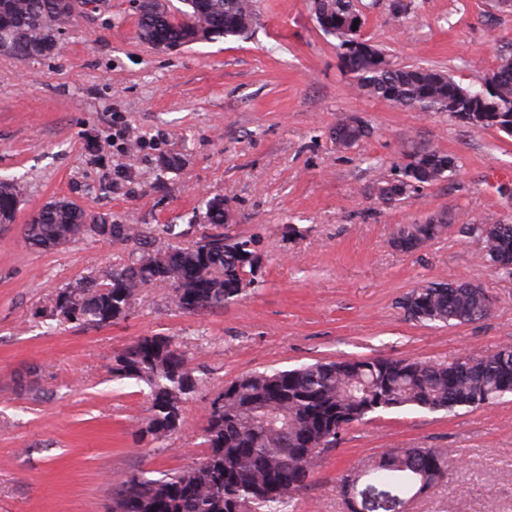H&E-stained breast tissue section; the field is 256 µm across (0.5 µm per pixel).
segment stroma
<instances>
[{
    "mask_svg": "<svg viewBox=\"0 0 512 512\" xmlns=\"http://www.w3.org/2000/svg\"><path fill=\"white\" fill-rule=\"evenodd\" d=\"M362 0V34L392 62L449 72L477 86L512 53V0ZM247 37L173 49L144 41L135 0H94L37 59L0 56V180L20 188L0 229V512H105L112 485L137 471L199 459L204 405L232 380L318 361L485 356L512 345V276L480 264L483 243L452 224L422 251L391 240L439 212L512 224V137L447 114L407 112L359 94L310 0H257ZM370 134L337 149L336 123ZM156 149L112 145L115 121ZM454 156L455 181L386 208L370 194L404 141ZM176 158L178 167L161 163ZM224 201V234L251 237L258 284L221 310L184 313L165 284L146 289L105 327L48 325L32 312L59 288L124 264L131 245L105 238L41 252L24 241L29 215L67 198L116 224H201L202 198ZM299 236H289L288 225ZM466 280L492 300L463 325L409 319L399 302L432 281ZM142 336L187 342L207 385L184 427L135 447L150 415L134 381L112 376V354ZM450 448L462 466L409 501L408 512H512V394L454 413L375 414L321 457L296 512H348L343 477L393 448Z\"/></svg>",
    "mask_w": 512,
    "mask_h": 512,
    "instance_id": "stroma-1",
    "label": "stroma"
}]
</instances>
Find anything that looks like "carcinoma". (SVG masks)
Returning a JSON list of instances; mask_svg holds the SVG:
<instances>
[{
    "label": "carcinoma",
    "instance_id": "1",
    "mask_svg": "<svg viewBox=\"0 0 512 512\" xmlns=\"http://www.w3.org/2000/svg\"><path fill=\"white\" fill-rule=\"evenodd\" d=\"M90 0H5L0 7V47L17 59L44 57L54 50L63 29L73 24ZM172 9L166 0H138V26L144 40L160 37L168 45L198 40L242 38L260 24L254 0H180ZM314 15L329 21L323 32L336 40L340 60L353 88L407 111L446 112L466 127L495 129L512 136V55L501 56L497 68L477 88L464 87L447 72L423 65H394L385 52L370 46L356 60L365 18L356 0H313ZM359 24H354V21ZM368 126L352 116L336 124L332 138L350 149L368 137ZM458 172L454 156L431 144L404 147L390 178L372 186L379 203L395 207ZM0 213L19 202V191L0 181ZM209 233L193 244L166 251L148 246L164 237L179 239L171 224L140 227L112 224L104 237L134 242L128 262L97 278L60 290L48 307L35 315L74 327H100L127 315L139 292L157 283L172 291L183 312L222 309L246 295L261 270L252 238L224 240V200H203ZM483 242L480 262L512 275V224L493 216L470 222L465 215L433 213L400 228L391 244L414 254L441 238L453 223ZM84 210L69 200L50 201L25 225L30 248L47 251L96 236ZM408 318L421 322L463 324L489 315L491 300L468 281L431 282L401 301ZM113 376L146 386L152 415L135 431L136 442L162 441L184 425V406L206 386L191 366L186 348L154 336L134 341L112 356ZM512 369V346L483 356L459 355L449 361L418 359L316 362L295 369L254 372L220 392L223 402L206 406L197 462L174 471L130 473L112 489V512H290L295 496L312 482L317 459L334 449L343 427L372 414L401 410L448 411L491 405L509 393L505 371ZM451 449L395 448L362 473L366 484L405 502L421 484L435 488L448 481L455 465ZM288 467L294 490L269 483L266 472Z\"/></svg>",
    "mask_w": 512,
    "mask_h": 512
}]
</instances>
